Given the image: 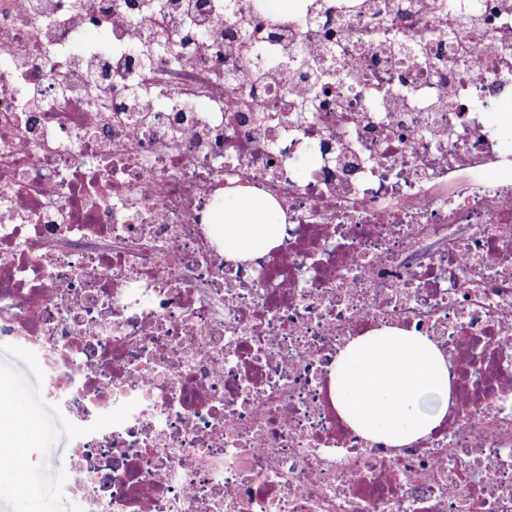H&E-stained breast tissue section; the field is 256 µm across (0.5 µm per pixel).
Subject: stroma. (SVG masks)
<instances>
[{
    "label": "stroma",
    "mask_w": 512,
    "mask_h": 512,
    "mask_svg": "<svg viewBox=\"0 0 512 512\" xmlns=\"http://www.w3.org/2000/svg\"><path fill=\"white\" fill-rule=\"evenodd\" d=\"M0 382L20 387L21 411L33 416L36 442L30 449L38 465L26 485L0 486V512H74L63 480L71 468L75 427L72 418L45 389L39 356L22 346L0 342Z\"/></svg>",
    "instance_id": "obj_1"
}]
</instances>
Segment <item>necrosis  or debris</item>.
Masks as SVG:
<instances>
[{
	"label": "necrosis or debris",
	"instance_id": "obj_1",
	"mask_svg": "<svg viewBox=\"0 0 512 512\" xmlns=\"http://www.w3.org/2000/svg\"><path fill=\"white\" fill-rule=\"evenodd\" d=\"M512 0H0V340L77 512H512ZM249 186L279 246L210 229ZM437 342L438 432L365 445L353 336Z\"/></svg>",
	"mask_w": 512,
	"mask_h": 512
}]
</instances>
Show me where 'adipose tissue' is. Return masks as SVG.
<instances>
[{"label":"adipose tissue","mask_w":512,"mask_h":512,"mask_svg":"<svg viewBox=\"0 0 512 512\" xmlns=\"http://www.w3.org/2000/svg\"><path fill=\"white\" fill-rule=\"evenodd\" d=\"M221 225L225 260L242 262L278 245L281 211L243 188L225 204ZM330 395L340 418L365 441L400 448L444 423L452 399L448 358L427 337L381 327L341 348Z\"/></svg>","instance_id":"adipose-tissue-1"}]
</instances>
